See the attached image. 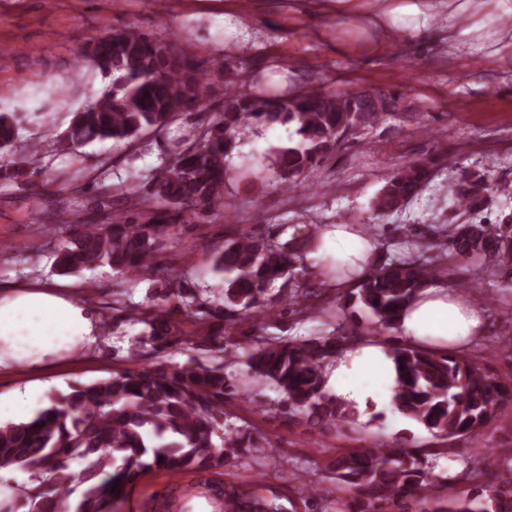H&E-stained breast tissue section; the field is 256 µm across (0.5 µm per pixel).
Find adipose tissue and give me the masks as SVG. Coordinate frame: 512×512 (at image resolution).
<instances>
[{
	"label": "adipose tissue",
	"instance_id": "obj_1",
	"mask_svg": "<svg viewBox=\"0 0 512 512\" xmlns=\"http://www.w3.org/2000/svg\"><path fill=\"white\" fill-rule=\"evenodd\" d=\"M490 0H437L425 11L422 0H380L363 11L368 30L390 31L413 19L426 25L438 14L450 38L462 30L460 18L472 19V34H486L496 44L512 46V31L488 29L495 13ZM376 244L355 224H332L311 242L316 258L335 261L343 284L362 280L372 266ZM400 337L426 349L462 352L484 333V314L443 279L429 281L403 310L398 322ZM101 332L96 314L60 290L40 285H18L0 290V369L45 365L62 349L94 346ZM395 372L384 345L363 341L338 351L326 372V387L337 401L364 407L372 401L384 405L393 394Z\"/></svg>",
	"mask_w": 512,
	"mask_h": 512
}]
</instances>
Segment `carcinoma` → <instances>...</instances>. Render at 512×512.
I'll use <instances>...</instances> for the list:
<instances>
[{
    "mask_svg": "<svg viewBox=\"0 0 512 512\" xmlns=\"http://www.w3.org/2000/svg\"><path fill=\"white\" fill-rule=\"evenodd\" d=\"M110 79L96 101L73 117L57 141L61 153H74L95 140L140 141L159 134L182 116L205 112L215 80L203 62L175 51L161 33L132 27L107 29L78 50ZM249 75H224V99L209 114L206 127L175 144L168 159L145 177L131 172L126 184L106 195L117 196L123 208L103 224L66 216L72 231L58 248L56 265L64 274L107 265L116 273L153 280L155 295L146 304L124 307L144 324L142 343L169 346L184 341L163 306L174 298L195 303L184 283L158 260L159 249L179 224H188L205 210L232 207L224 198L226 161L238 133L255 125H291L299 141L283 147L274 161L284 186L323 164L336 150L340 135L370 126L401 110L405 88L333 91L310 86L291 97L245 90ZM17 140L14 116L0 113V151ZM42 151L33 142L27 152L0 164V181L25 182L33 175L32 159ZM435 175L433 162L402 165L374 197L378 216L404 207ZM482 179L464 176L448 186L458 209L476 203ZM451 246L458 254H474L494 263L512 279V224H450L439 242L416 243L413 255L373 268L352 292L339 300L347 309L355 300L370 312L373 332L395 328L404 305L441 273L430 252ZM304 243L279 241L270 228L257 235L243 231L213 259L224 275L223 304L201 310L200 318L233 326L254 317L268 301V290L281 282L278 301L307 310L305 302L326 293L321 284L295 280ZM332 330L310 340L258 336L248 367L253 378L275 385L292 415L307 417L324 428H342L354 420L324 390V366L342 346ZM396 370V408L436 436L455 438L480 431L499 409L512 403L509 384L463 357L413 346L390 349ZM239 384L222 365L188 364L128 370L89 384L76 383L55 396L33 418L0 425V470L17 467L40 480L32 498L17 500L6 512H116V502L129 486L151 471L178 475L205 474L224 458L251 448L266 453L259 442L239 432L224 431V397ZM425 451L417 448H361L336 457V482L354 493V512H377L397 506L401 512H512V465L491 484L461 495L455 482H473L489 475L477 463L465 465L446 492L426 495ZM86 466L71 470L74 460ZM83 486L74 498L75 485Z\"/></svg>",
    "mask_w": 512,
    "mask_h": 512,
    "instance_id": "carcinoma-1",
    "label": "carcinoma"
}]
</instances>
